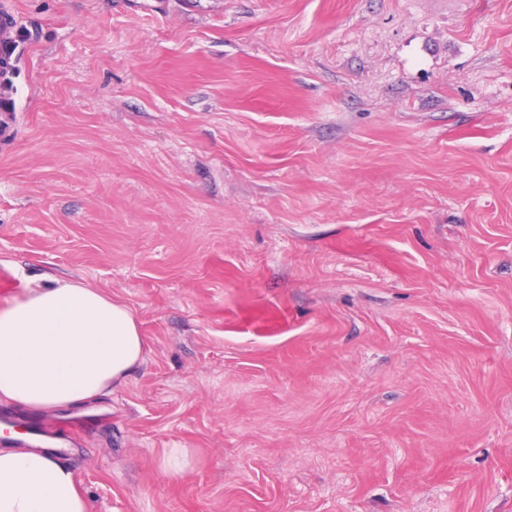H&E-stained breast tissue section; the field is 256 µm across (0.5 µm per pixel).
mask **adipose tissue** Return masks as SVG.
<instances>
[{"instance_id": "adipose-tissue-1", "label": "adipose tissue", "mask_w": 512, "mask_h": 512, "mask_svg": "<svg viewBox=\"0 0 512 512\" xmlns=\"http://www.w3.org/2000/svg\"><path fill=\"white\" fill-rule=\"evenodd\" d=\"M146 340L131 310L85 283L50 279L0 307V402L56 411L123 386ZM0 512H88L73 468L29 448H0Z\"/></svg>"}]
</instances>
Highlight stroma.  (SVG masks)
I'll return each mask as SVG.
<instances>
[{
    "label": "stroma",
    "mask_w": 512,
    "mask_h": 512,
    "mask_svg": "<svg viewBox=\"0 0 512 512\" xmlns=\"http://www.w3.org/2000/svg\"><path fill=\"white\" fill-rule=\"evenodd\" d=\"M8 10L0 274L147 340L97 401L0 404L89 512H512V0ZM188 465L186 451L183 448H167L159 460L161 470L170 475H178Z\"/></svg>",
    "instance_id": "1"
}]
</instances>
